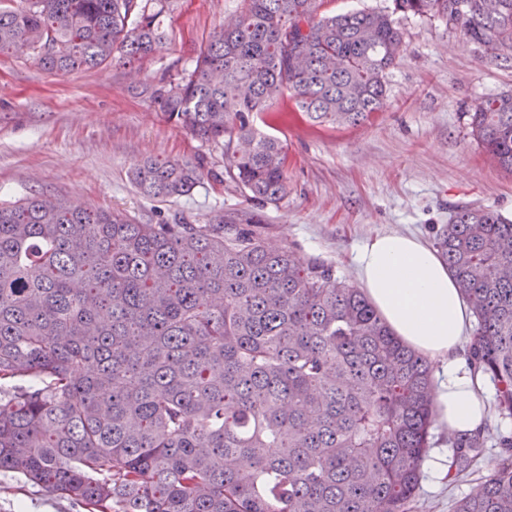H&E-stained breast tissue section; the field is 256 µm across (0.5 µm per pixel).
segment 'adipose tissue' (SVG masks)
<instances>
[{
    "label": "adipose tissue",
    "instance_id": "obj_1",
    "mask_svg": "<svg viewBox=\"0 0 512 512\" xmlns=\"http://www.w3.org/2000/svg\"><path fill=\"white\" fill-rule=\"evenodd\" d=\"M356 261L361 291L381 319L419 354L443 365L444 379L433 394L438 424L452 434L479 431L490 408L484 377L463 361L472 310L443 259L414 234L379 232Z\"/></svg>",
    "mask_w": 512,
    "mask_h": 512
}]
</instances>
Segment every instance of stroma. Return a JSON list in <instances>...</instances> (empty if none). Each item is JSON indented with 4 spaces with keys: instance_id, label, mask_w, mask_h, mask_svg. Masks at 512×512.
Instances as JSON below:
<instances>
[{
    "instance_id": "obj_1",
    "label": "stroma",
    "mask_w": 512,
    "mask_h": 512,
    "mask_svg": "<svg viewBox=\"0 0 512 512\" xmlns=\"http://www.w3.org/2000/svg\"><path fill=\"white\" fill-rule=\"evenodd\" d=\"M237 0H167L164 39L132 66L56 75L34 53L0 55V205L41 194L123 213L142 224L210 223L216 212L255 219L266 242L332 266L357 285L355 256L383 230L433 240L460 206L512 219V173L469 135L486 95L512 91V61L464 42L437 18L398 16L403 50L382 111L357 126L310 122L292 99L264 116L287 152L288 194L257 207L231 179L222 147L165 121L147 87L192 70ZM203 162L191 195L152 199L130 178L146 157ZM486 472L451 483L424 474L417 512H452ZM0 512H84L69 499L0 475Z\"/></svg>"
}]
</instances>
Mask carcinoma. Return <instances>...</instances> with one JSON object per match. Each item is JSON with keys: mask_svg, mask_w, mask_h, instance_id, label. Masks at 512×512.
I'll use <instances>...</instances> for the list:
<instances>
[{"mask_svg": "<svg viewBox=\"0 0 512 512\" xmlns=\"http://www.w3.org/2000/svg\"><path fill=\"white\" fill-rule=\"evenodd\" d=\"M323 0H239L193 71L150 89L163 118L224 145L252 203L288 194L283 143L256 125L284 93L317 123L382 110L403 34L390 15ZM393 0L512 59V0ZM138 0L0 7V54L25 44L56 74L130 65L163 38ZM512 171V93L470 113ZM203 165L147 159L142 194L171 198ZM436 246L470 303L475 370L512 417V220L460 207ZM433 367L332 267L270 249L248 224H139L40 195L0 206V474L86 512H408L435 419ZM448 480L483 432L448 435ZM454 512H512V458Z\"/></svg>", "mask_w": 512, "mask_h": 512, "instance_id": "carcinoma-1", "label": "carcinoma"}]
</instances>
